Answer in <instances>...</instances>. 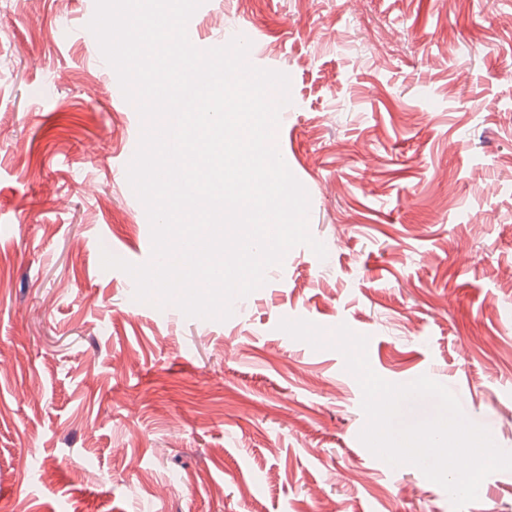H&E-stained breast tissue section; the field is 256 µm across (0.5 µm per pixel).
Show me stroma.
<instances>
[{
    "label": "stroma",
    "instance_id": "1",
    "mask_svg": "<svg viewBox=\"0 0 512 512\" xmlns=\"http://www.w3.org/2000/svg\"><path fill=\"white\" fill-rule=\"evenodd\" d=\"M86 0H0V512H454L359 440L342 354L471 392L512 449V0H203L291 80L275 143L308 192L304 245L224 321L134 300L146 263L125 169L141 119L82 39ZM457 142L458 151L448 149ZM463 512H512V471Z\"/></svg>",
    "mask_w": 512,
    "mask_h": 512
}]
</instances>
